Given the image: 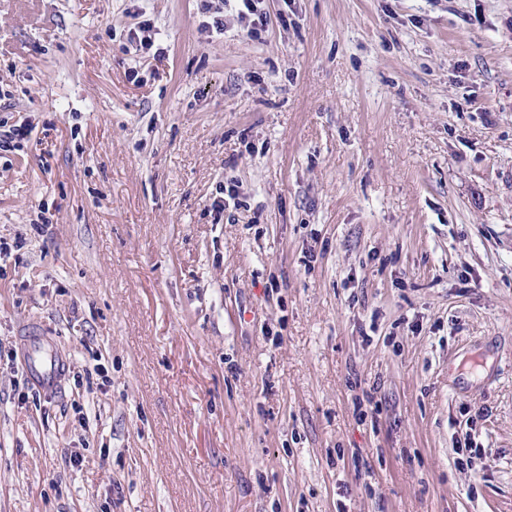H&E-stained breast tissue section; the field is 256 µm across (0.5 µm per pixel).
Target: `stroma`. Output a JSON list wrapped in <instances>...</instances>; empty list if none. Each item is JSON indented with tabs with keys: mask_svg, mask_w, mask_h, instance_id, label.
Returning <instances> with one entry per match:
<instances>
[{
	"mask_svg": "<svg viewBox=\"0 0 512 512\" xmlns=\"http://www.w3.org/2000/svg\"><path fill=\"white\" fill-rule=\"evenodd\" d=\"M260 8L0 0V512H512V0ZM240 2L237 8V17L239 19L247 20V24L243 27L246 30V35L249 38H257L259 33L264 30L267 25L266 15L258 12V0H210L204 1L205 10L211 13L213 22L211 27L216 30L224 29V8L229 2ZM250 16H255L257 19H250ZM37 338L30 339L27 350L28 373L32 383L47 393L58 391L65 375L66 361L56 352L41 346Z\"/></svg>",
	"mask_w": 512,
	"mask_h": 512,
	"instance_id": "1",
	"label": "stroma"
}]
</instances>
